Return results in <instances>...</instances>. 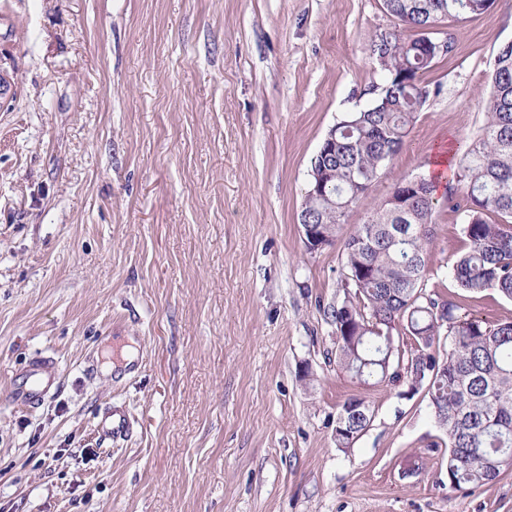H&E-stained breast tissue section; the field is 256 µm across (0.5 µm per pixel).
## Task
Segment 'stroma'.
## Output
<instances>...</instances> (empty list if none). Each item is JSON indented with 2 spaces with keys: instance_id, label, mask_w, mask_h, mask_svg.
Instances as JSON below:
<instances>
[{
  "instance_id": "obj_1",
  "label": "stroma",
  "mask_w": 512,
  "mask_h": 512,
  "mask_svg": "<svg viewBox=\"0 0 512 512\" xmlns=\"http://www.w3.org/2000/svg\"><path fill=\"white\" fill-rule=\"evenodd\" d=\"M391 25L382 0H0V512H512V472L449 487L425 392L326 358L342 247L308 252L299 214L328 130L381 81L367 47ZM448 35L340 237L477 139L512 0ZM434 218L426 289L512 321V300L449 273L462 215ZM40 354L56 392L13 405ZM352 397L373 418L344 451ZM111 403L136 421L112 446L96 432ZM372 417L371 407L364 399L349 398L344 401L336 414V446L342 450L352 448L367 431Z\"/></svg>"
}]
</instances>
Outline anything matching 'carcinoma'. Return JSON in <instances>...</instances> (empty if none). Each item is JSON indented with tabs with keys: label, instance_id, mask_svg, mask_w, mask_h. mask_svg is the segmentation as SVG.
<instances>
[{
	"label": "carcinoma",
	"instance_id": "carcinoma-1",
	"mask_svg": "<svg viewBox=\"0 0 512 512\" xmlns=\"http://www.w3.org/2000/svg\"><path fill=\"white\" fill-rule=\"evenodd\" d=\"M496 0H385L391 28L367 48L383 82L369 89L370 102L333 127L336 147L311 161L322 181L302 216L324 247L333 244L350 210L392 161L425 104L424 75L455 50L454 37L426 39L421 30L460 21L490 9ZM481 134L464 152L449 188L436 196L424 175L394 185L355 226L344 243V298L324 315L336 328V366L360 382L404 384L405 397L425 390L448 445L446 470L452 489H478L512 471V321L489 322L460 312L439 292L424 288L427 255L437 208L464 214L460 229L468 248L450 266L459 288H495L512 300V44L494 60L493 85L484 102ZM500 217L490 222L488 214ZM409 333L403 368L397 328ZM373 412L349 398L336 414V447L348 449L367 431Z\"/></svg>",
	"mask_w": 512,
	"mask_h": 512
}]
</instances>
